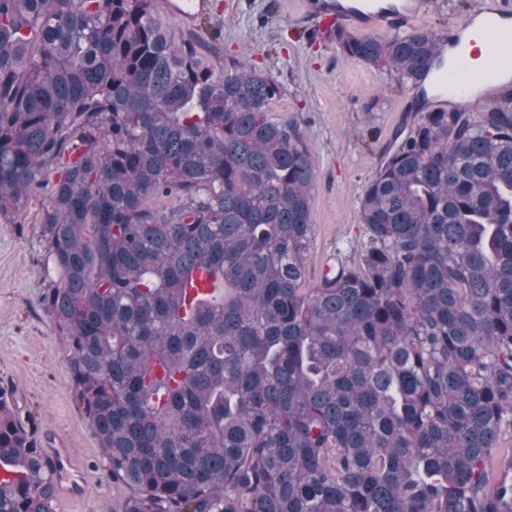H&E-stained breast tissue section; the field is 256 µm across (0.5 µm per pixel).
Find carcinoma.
<instances>
[{
    "label": "carcinoma",
    "instance_id": "cac0c4a2",
    "mask_svg": "<svg viewBox=\"0 0 512 512\" xmlns=\"http://www.w3.org/2000/svg\"><path fill=\"white\" fill-rule=\"evenodd\" d=\"M155 0H0V224L31 198L42 308L123 512H512V94L437 109L441 30L338 29L416 92L309 281L315 171L282 86ZM0 512L54 474L0 389Z\"/></svg>",
    "mask_w": 512,
    "mask_h": 512
}]
</instances>
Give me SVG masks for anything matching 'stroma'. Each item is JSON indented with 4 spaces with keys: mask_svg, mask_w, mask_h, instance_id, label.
<instances>
[{
    "mask_svg": "<svg viewBox=\"0 0 512 512\" xmlns=\"http://www.w3.org/2000/svg\"><path fill=\"white\" fill-rule=\"evenodd\" d=\"M185 24L167 10L177 38H202L210 61L236 59L283 86L274 118L297 121L315 170L310 275L367 243L359 200L413 99L387 68L347 59L321 34L301 0H204ZM493 0H422L412 29H445L491 7ZM31 199L21 223L0 224V388L43 448L72 450L56 477L55 512H122L131 491L113 483L99 443L80 412L66 369L68 340L42 309L45 245Z\"/></svg>",
    "mask_w": 512,
    "mask_h": 512,
    "instance_id": "stroma-1",
    "label": "stroma"
}]
</instances>
